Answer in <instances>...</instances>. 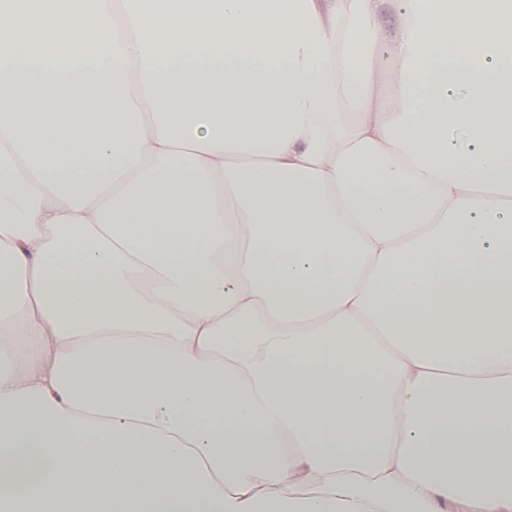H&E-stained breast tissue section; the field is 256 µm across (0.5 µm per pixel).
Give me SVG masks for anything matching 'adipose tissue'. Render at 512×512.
<instances>
[{"instance_id":"1","label":"adipose tissue","mask_w":512,"mask_h":512,"mask_svg":"<svg viewBox=\"0 0 512 512\" xmlns=\"http://www.w3.org/2000/svg\"><path fill=\"white\" fill-rule=\"evenodd\" d=\"M0 512H512V0H0Z\"/></svg>"}]
</instances>
